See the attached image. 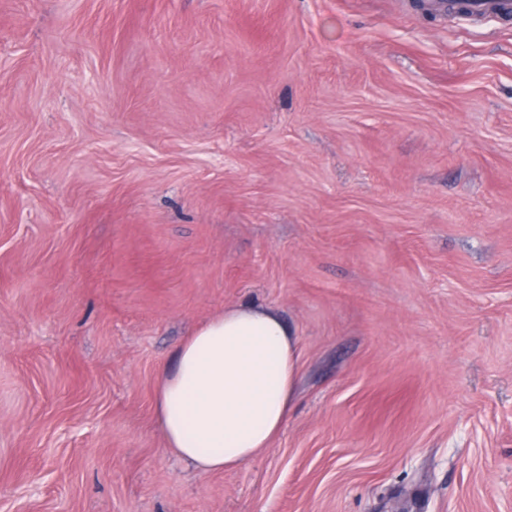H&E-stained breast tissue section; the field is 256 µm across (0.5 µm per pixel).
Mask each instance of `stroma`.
I'll list each match as a JSON object with an SVG mask.
<instances>
[{"instance_id": "obj_1", "label": "stroma", "mask_w": 512, "mask_h": 512, "mask_svg": "<svg viewBox=\"0 0 512 512\" xmlns=\"http://www.w3.org/2000/svg\"><path fill=\"white\" fill-rule=\"evenodd\" d=\"M300 351L188 470L159 375ZM0 512H512V20L411 0H0ZM295 332L279 311L224 308L175 351L156 412L168 448L198 472L235 469L283 431L296 399Z\"/></svg>"}]
</instances>
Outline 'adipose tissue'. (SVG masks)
I'll use <instances>...</instances> for the list:
<instances>
[{
  "label": "adipose tissue",
  "mask_w": 512,
  "mask_h": 512,
  "mask_svg": "<svg viewBox=\"0 0 512 512\" xmlns=\"http://www.w3.org/2000/svg\"><path fill=\"white\" fill-rule=\"evenodd\" d=\"M298 342L279 311L226 308L163 369L156 412L172 452L198 472L255 458L283 431L296 399Z\"/></svg>",
  "instance_id": "1"
}]
</instances>
